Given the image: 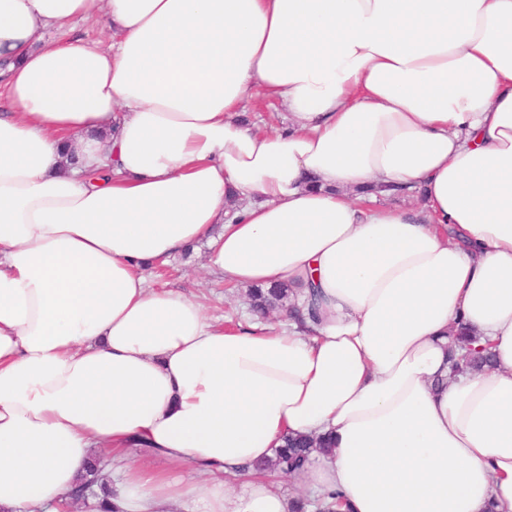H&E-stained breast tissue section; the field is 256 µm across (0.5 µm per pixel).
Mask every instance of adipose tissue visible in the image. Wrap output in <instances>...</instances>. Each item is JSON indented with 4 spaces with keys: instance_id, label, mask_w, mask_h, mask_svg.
Returning a JSON list of instances; mask_svg holds the SVG:
<instances>
[{
    "instance_id": "adipose-tissue-1",
    "label": "adipose tissue",
    "mask_w": 512,
    "mask_h": 512,
    "mask_svg": "<svg viewBox=\"0 0 512 512\" xmlns=\"http://www.w3.org/2000/svg\"><path fill=\"white\" fill-rule=\"evenodd\" d=\"M77 20L109 46L45 39ZM201 241L316 322L153 285ZM326 433L302 476L353 512H512V0H0V512L97 455L117 512H289L253 466ZM493 361L492 354L486 349L476 350L469 348V352L460 359L462 371L479 372L490 367ZM127 461L130 464H139L145 461L153 464L156 468L168 471L173 476L185 480L186 482H203L208 478L206 475H202L194 472L189 467L171 468L166 462L161 459H150L148 457L149 450L146 448H128L127 449Z\"/></svg>"
}]
</instances>
